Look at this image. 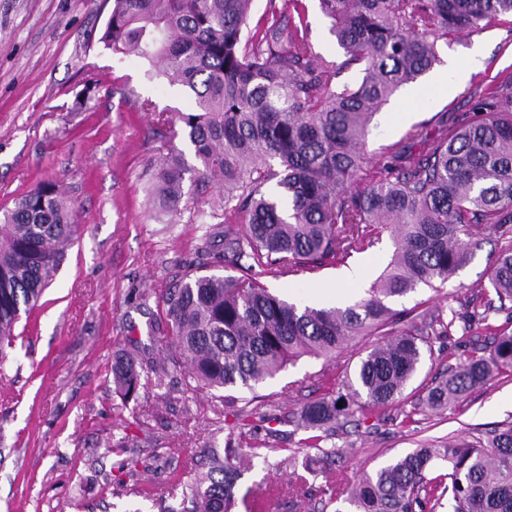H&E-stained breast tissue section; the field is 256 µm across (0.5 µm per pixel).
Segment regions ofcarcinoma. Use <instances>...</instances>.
Returning a JSON list of instances; mask_svg holds the SVG:
<instances>
[{
	"instance_id": "obj_1",
	"label": "carcinoma",
	"mask_w": 512,
	"mask_h": 512,
	"mask_svg": "<svg viewBox=\"0 0 512 512\" xmlns=\"http://www.w3.org/2000/svg\"><path fill=\"white\" fill-rule=\"evenodd\" d=\"M268 0L263 27L248 28L252 0H112L100 42L132 52L195 109L177 120L199 162L196 183L224 186V253L200 260L224 263L236 275L186 274L165 290L167 330L162 348L186 369L185 392H251L303 356L331 357L359 336L391 340L360 359L343 385L381 410L402 395L434 343L452 335L442 314L403 323L389 301L420 284L442 283L466 265L482 226L512 234V78L473 95L472 115L448 123L418 147L401 146L383 167L366 166V136L380 109L404 84L438 61L437 45L475 33L512 0H318L344 60H321L305 16ZM352 67V87L335 79ZM188 171L171 145L155 194L165 212L178 210ZM244 220L243 230L229 227ZM389 231L394 252L366 297L342 307H300L269 291L256 269L340 265ZM75 225L56 185L43 182L21 196L0 224V363L62 263ZM489 286L499 308L512 303V243L491 266ZM478 323L491 337L485 354L447 370L420 401L442 410L495 376L512 371V334ZM153 362L131 351L115 355L112 377L122 398H133ZM353 415L344 395L305 405L297 425L324 457L323 433ZM257 456L242 435L224 439V465L190 486L197 512H235L242 460ZM444 462L447 471L432 470ZM309 464L294 472L289 493L304 496ZM326 487L348 512H512V425L486 445L450 443L415 448L347 491L341 470H322Z\"/></svg>"
}]
</instances>
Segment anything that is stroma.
<instances>
[{
    "label": "stroma",
    "mask_w": 512,
    "mask_h": 512,
    "mask_svg": "<svg viewBox=\"0 0 512 512\" xmlns=\"http://www.w3.org/2000/svg\"><path fill=\"white\" fill-rule=\"evenodd\" d=\"M303 5L316 52L341 60L318 0ZM108 15L103 0H0V214L37 184L52 182L79 227L37 307L21 317L14 350L0 367V512H158L163 504L182 512L186 485L213 464L204 443L223 446L228 433L242 429L249 443L272 440L278 449L254 458L239 493L271 490L269 512H338L320 477L291 505L293 468L285 452L308 455L295 415L340 388L377 337H359L327 359L301 358L256 391L236 390L232 403L220 391L186 396L179 369L150 381L138 401L122 402L114 391L113 356L135 344L159 353L156 338L167 323L162 294L195 269L205 240L223 245L224 191L201 193L185 179L179 211L161 214L151 177L168 144L184 139L180 125H158L157 114L188 111L192 102L145 60L103 46ZM476 49L484 57L477 71L468 67ZM509 76L510 14L439 45L437 63L415 83L420 101L408 102L403 86L374 116L366 145L371 166L386 163L392 148L433 135L440 113L466 112L471 93ZM437 82L448 84L446 94H435ZM505 244L484 231L470 262L446 283L392 300L396 310L454 316L455 328L383 411L361 408L360 397L349 396L356 413L339 418L324 443L338 451L334 464L346 484L415 448L475 444L512 423V374L444 410L419 402L425 385L473 353L481 329L468 301L488 287L486 270ZM393 251L385 233L346 265L258 278L290 301L339 291L355 302ZM357 266L365 267L364 280L346 283L345 269Z\"/></svg>",
    "instance_id": "obj_1"
}]
</instances>
